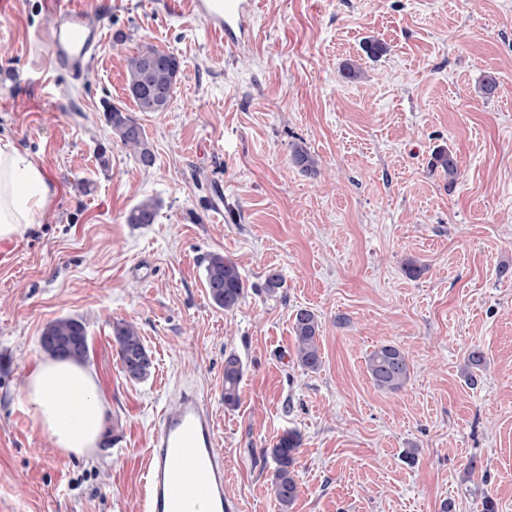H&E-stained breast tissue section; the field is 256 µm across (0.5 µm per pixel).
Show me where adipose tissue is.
Returning <instances> with one entry per match:
<instances>
[{
    "mask_svg": "<svg viewBox=\"0 0 512 512\" xmlns=\"http://www.w3.org/2000/svg\"><path fill=\"white\" fill-rule=\"evenodd\" d=\"M54 194L32 156L0 138V241L23 236L47 212ZM22 394L35 426L61 453L83 456L102 444L109 406L92 369L71 360H39L26 375Z\"/></svg>",
    "mask_w": 512,
    "mask_h": 512,
    "instance_id": "adipose-tissue-1",
    "label": "adipose tissue"
}]
</instances>
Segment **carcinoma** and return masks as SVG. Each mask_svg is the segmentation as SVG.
<instances>
[{
    "label": "carcinoma",
    "mask_w": 512,
    "mask_h": 512,
    "mask_svg": "<svg viewBox=\"0 0 512 512\" xmlns=\"http://www.w3.org/2000/svg\"><path fill=\"white\" fill-rule=\"evenodd\" d=\"M127 86L145 79L157 89L174 92L180 72V60L172 53L150 44H142L136 52L124 57ZM103 112L107 126L121 144L132 151L138 162L145 168L154 165L155 157L147 141L143 128L123 108L109 101H103ZM291 161L309 176L318 175L315 158L302 145L295 144L291 149ZM432 166L442 171L448 180L455 181L459 166L456 156L449 149L435 152ZM159 202L148 198L125 215V223L135 225L152 224L157 216ZM205 285L208 294L217 307L232 311L239 306L247 293L246 282L237 264L220 253L209 255L205 266ZM292 330L295 340V356L298 365L306 371L314 372L321 366L320 323L317 315L305 308H299L293 315ZM72 336H87L85 323L73 317L59 318L50 322L44 329L40 344L49 355L54 356L48 341L54 339L63 345ZM113 336L118 347L122 364H127L129 354L139 358L133 373L126 374L130 380L139 381L150 375L153 368L151 356L147 352L137 329L125 322L113 327ZM367 372L373 385L385 392L402 390L411 377V363L408 355L397 345L385 342L377 345L366 359ZM243 379V364L240 358L231 353L224 358V406L232 409L240 402V385ZM299 436L288 432L281 436L272 447L265 449L275 464L271 486L279 512H290L298 497V485L294 475L299 447Z\"/></svg>",
    "instance_id": "cac0c4a2"
}]
</instances>
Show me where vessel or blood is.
<instances>
[{
  "mask_svg": "<svg viewBox=\"0 0 512 512\" xmlns=\"http://www.w3.org/2000/svg\"><path fill=\"white\" fill-rule=\"evenodd\" d=\"M55 19L45 43L53 66L85 78L102 43V28L88 0H48ZM255 0H193L207 32L237 50L250 29ZM143 512H234L224 494V456L216 422L192 390L182 391L155 425L143 473Z\"/></svg>",
  "mask_w": 512,
  "mask_h": 512,
  "instance_id": "vessel-or-blood-1",
  "label": "vessel or blood"
}]
</instances>
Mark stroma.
I'll return each mask as SVG.
<instances>
[{"label":"stroma","mask_w":512,"mask_h":512,"mask_svg":"<svg viewBox=\"0 0 512 512\" xmlns=\"http://www.w3.org/2000/svg\"><path fill=\"white\" fill-rule=\"evenodd\" d=\"M95 2L103 44L77 82L45 53L44 0H0V137L56 188L34 230L0 242V512H141L156 417L186 388L214 413L237 512H278L264 450L289 431L291 512H483L488 498L512 512V0H258L235 52L189 7ZM371 39L388 53L369 58ZM144 43L182 62L167 111L135 115L150 168L102 108L133 110L122 58ZM348 62L364 79L343 78ZM298 142L317 176L292 164ZM441 148L458 157L456 182L431 165ZM147 198L155 223H126ZM213 252L248 286L235 310L207 295ZM410 258L421 276L406 275ZM272 269L285 285L270 296ZM300 308L321 325L314 372L295 359ZM62 317L85 322L110 408L100 451L83 457L53 448L23 403L42 331ZM121 321L155 362L143 380L122 371ZM383 342L413 367L396 393L367 373ZM230 353L244 367L234 409ZM243 364L240 358L230 353L224 358V405L232 409L240 402V385L243 379Z\"/></svg>","instance_id":"obj_1"}]
</instances>
